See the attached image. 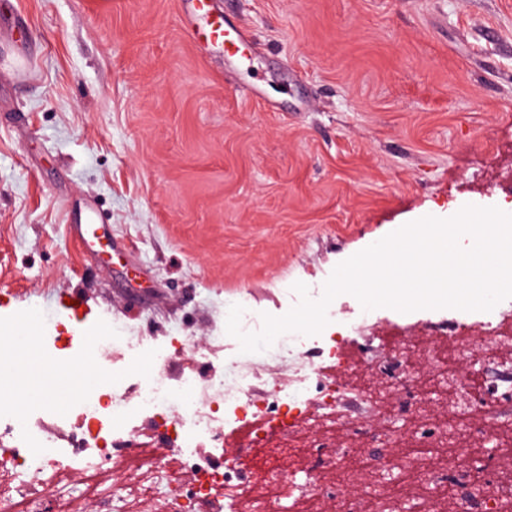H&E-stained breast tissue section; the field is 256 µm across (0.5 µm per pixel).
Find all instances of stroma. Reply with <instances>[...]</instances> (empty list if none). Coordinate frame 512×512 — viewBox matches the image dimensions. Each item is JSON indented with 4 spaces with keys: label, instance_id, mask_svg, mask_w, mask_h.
<instances>
[{
    "label": "stroma",
    "instance_id": "stroma-1",
    "mask_svg": "<svg viewBox=\"0 0 512 512\" xmlns=\"http://www.w3.org/2000/svg\"><path fill=\"white\" fill-rule=\"evenodd\" d=\"M0 0V344L21 312L119 321L152 343L224 336L230 306L288 311L294 283L423 215L512 199V0ZM114 262L69 237L84 206ZM477 461L512 480V412ZM192 11L198 20L204 21V25L199 27L197 34L201 33L210 43L224 48L227 54H234L238 48L239 34L232 36L226 23L221 17L210 15L209 0H190Z\"/></svg>",
    "mask_w": 512,
    "mask_h": 512
}]
</instances>
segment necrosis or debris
<instances>
[{
	"label": "necrosis or debris",
	"mask_w": 512,
	"mask_h": 512,
	"mask_svg": "<svg viewBox=\"0 0 512 512\" xmlns=\"http://www.w3.org/2000/svg\"><path fill=\"white\" fill-rule=\"evenodd\" d=\"M512 313V298L492 311L435 310L434 328H447L460 351L477 346L487 364L512 345V331L501 325ZM321 334L296 333L279 340V355L293 368L274 391L258 388L251 368L232 377L217 371L223 344L200 348L189 337L169 342L167 349L148 351L145 343L98 326L94 346L61 319L48 320L40 338L41 353L51 363L97 352L103 363L90 387L70 400L64 414L80 421V431L66 435L55 429L57 413L35 415L0 412V512H82L85 500L99 512H278L268 492L279 498L330 497L328 475L346 483L370 475L361 496L347 498L340 512H393L394 501L383 483L405 477L428 489L422 512H445L432 488L450 485L456 512H512V483L491 470L476 474L461 445L471 432L470 415L480 411L495 422L512 392L497 384L477 391L458 360H443L430 345L416 344L401 333L389 344L366 342L363 332L378 311L361 312L343 321L328 309ZM193 351L208 367L206 376L170 377L163 362ZM132 352L157 363L155 375L131 380L128 370L112 364L114 352ZM419 355L427 382L406 371ZM447 386V419L429 422L412 447L391 456L385 449L400 443L396 423L420 415L432 384ZM389 417L388 425L371 431L365 448L322 450L316 434L324 428H350L357 414ZM142 431L146 442L135 444ZM240 434L236 459L225 461L229 434ZM310 449L303 472L282 467L299 449ZM257 449L265 460L257 476L241 473L242 459ZM123 481H112V472Z\"/></svg>",
	"instance_id": "4bbe7bcc"
}]
</instances>
